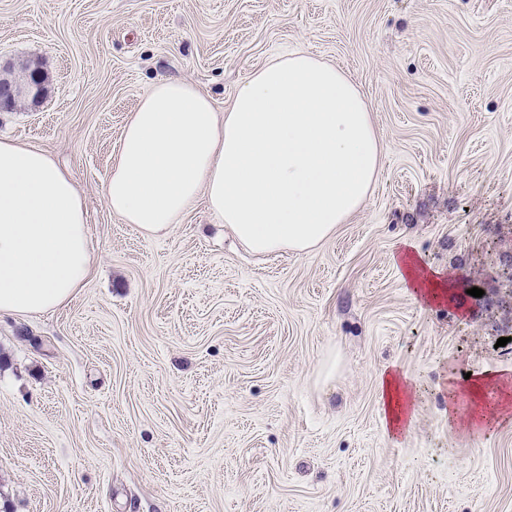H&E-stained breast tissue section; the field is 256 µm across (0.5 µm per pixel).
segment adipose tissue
Returning a JSON list of instances; mask_svg holds the SVG:
<instances>
[{"label": "adipose tissue", "instance_id": "ef3b65f1", "mask_svg": "<svg viewBox=\"0 0 512 512\" xmlns=\"http://www.w3.org/2000/svg\"><path fill=\"white\" fill-rule=\"evenodd\" d=\"M382 152L355 84L297 51L271 59L223 112L191 83H156L125 123L104 195L148 236L200 199L250 251L306 253L362 209ZM396 265L414 298L449 297L452 282L413 253ZM91 274L79 188L44 150L0 139V314L62 307ZM379 390L388 429L407 432L416 387L388 372Z\"/></svg>", "mask_w": 512, "mask_h": 512}]
</instances>
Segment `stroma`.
Here are the masks:
<instances>
[{
  "mask_svg": "<svg viewBox=\"0 0 512 512\" xmlns=\"http://www.w3.org/2000/svg\"><path fill=\"white\" fill-rule=\"evenodd\" d=\"M297 50L351 78L384 147L329 239L258 256L200 202L156 238L112 214L155 83L221 112ZM0 59L44 78L0 137L77 184L95 266L66 306L0 315V512H512V0H0ZM406 248L452 299L412 297ZM387 369L419 391L397 437ZM468 374L496 384L474 399Z\"/></svg>",
  "mask_w": 512,
  "mask_h": 512,
  "instance_id": "stroma-1",
  "label": "stroma"
}]
</instances>
